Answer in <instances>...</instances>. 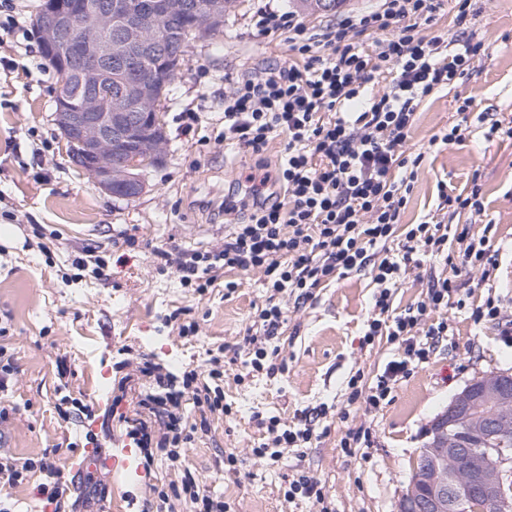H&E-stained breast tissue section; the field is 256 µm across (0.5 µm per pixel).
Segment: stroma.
I'll use <instances>...</instances> for the list:
<instances>
[{"label":"stroma","instance_id":"35a3bbf8","mask_svg":"<svg viewBox=\"0 0 512 512\" xmlns=\"http://www.w3.org/2000/svg\"><path fill=\"white\" fill-rule=\"evenodd\" d=\"M41 2L19 0L18 26L0 45V227L16 234L13 242H0V326L7 331L0 342L15 353L18 366L8 392L0 394L6 410L0 452L59 458L77 496L86 476H93V512H140L178 471L163 457L144 469L139 448L126 436L122 419L138 412L139 395L118 398L127 373L122 362L142 353L177 374L204 367L210 350L220 346L231 412L196 433L183 463L223 497L228 512H320L325 506L331 512H398L428 422L474 379L512 371V343L502 336L503 320H512V139L487 136L492 121L512 120V0H471L470 30L488 50L454 87L421 105L405 149L423 161L400 219L414 224L435 213L439 184L456 193L480 184L481 222L471 223L465 212L444 221L468 225L477 236L492 223L496 266L489 284H481L480 271L464 263L455 242L448 246L450 261L408 266L391 291L396 312L416 307L434 276L472 289L473 296L465 308L449 310L451 336L378 411L348 402L350 378L363 373L364 386H371L395 353L386 339L364 341L377 292L371 270L333 280L304 303L278 295L288 309L279 341L285 368L266 375L246 364L249 328L269 296L259 272L225 273L237 284L234 293L217 287L201 296L152 262L157 248L204 250L224 239V196L245 181L256 161L245 151H225L216 140L224 129L227 78L288 59L283 34L259 32L256 12H290L312 27L372 10L377 0H347L336 13L306 11L296 0H241L223 32L191 44L160 106L167 158L145 170L146 189L134 199L99 190L68 157L52 121L58 75L44 66L33 27ZM463 104L465 140L449 149L435 144L434 136L446 131ZM187 112L197 115L188 135L182 121ZM37 229L50 251L34 244ZM87 248L103 258L104 276L93 277L84 267ZM490 297L500 318L474 322L473 308ZM180 307L190 308L198 335L180 337L166 324ZM101 383L106 394L94 396ZM319 406L328 409L321 421L326 435L285 450L276 463L254 455L269 437L270 417L289 426ZM360 428L371 432V447L345 453L342 439ZM298 473L321 481L325 504L285 499L287 479ZM44 481L36 472L20 486L0 484V497L14 512H56L39 493Z\"/></svg>","mask_w":512,"mask_h":512}]
</instances>
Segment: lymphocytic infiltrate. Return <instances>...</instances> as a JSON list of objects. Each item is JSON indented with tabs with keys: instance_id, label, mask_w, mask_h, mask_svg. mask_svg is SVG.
I'll list each match as a JSON object with an SVG mask.
<instances>
[{
	"instance_id": "lymphocytic-infiltrate-1",
	"label": "lymphocytic infiltrate",
	"mask_w": 512,
	"mask_h": 512,
	"mask_svg": "<svg viewBox=\"0 0 512 512\" xmlns=\"http://www.w3.org/2000/svg\"><path fill=\"white\" fill-rule=\"evenodd\" d=\"M379 2L374 11L339 18L314 34L292 13H260L259 31L287 32L288 61L265 64L232 82L224 94V143L259 155L282 136L285 156L249 198L225 197V214L244 209L248 217L233 224L223 244L155 253L161 268L200 295L219 284L234 291V283H220L223 273L256 270L271 292L288 291L305 301L333 278L371 269L379 291L365 339L386 338L397 354L368 392H360L359 376L348 385L352 398H364L374 411L447 337L444 311L466 304L452 280L436 277L415 308L395 313L391 290L403 267L418 255L447 256L449 236L447 224L432 216L408 225L402 240L394 234L422 162L403 152L420 103L453 86L486 51L483 41L463 31L470 0H456L461 32L452 37L424 30L440 0ZM258 318L262 343L250 361L256 371L273 360L267 344L281 335L287 311L270 301ZM138 373L153 377L155 389L140 399V413L126 419V434L138 447L179 462L197 431L207 430L209 417L225 412L224 355L216 353L206 368L179 378L147 362ZM319 437L316 416L307 415L255 454L273 458L278 449L302 448ZM35 470L46 477L42 494L59 500L64 489L56 460L46 454L37 461L0 457V480L9 486L21 485ZM172 496L183 498L191 512L226 508L190 472L157 492L162 502Z\"/></svg>"
}]
</instances>
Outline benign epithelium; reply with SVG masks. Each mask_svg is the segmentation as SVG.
I'll return each instance as SVG.
<instances>
[{
  "mask_svg": "<svg viewBox=\"0 0 512 512\" xmlns=\"http://www.w3.org/2000/svg\"><path fill=\"white\" fill-rule=\"evenodd\" d=\"M46 0L34 20L42 48L61 72L54 123L72 145L71 160L100 189L135 198L146 188L142 172L161 163L167 141L151 74L183 46L224 28V0ZM186 20L178 42L167 22ZM87 37L77 36L78 31ZM512 406V373L494 372L467 384L425 430L424 452L432 465L415 468L399 512H447L448 496L465 505L512 512V454L507 448H467L469 430L484 440L505 433L501 417Z\"/></svg>",
  "mask_w": 512,
  "mask_h": 512,
  "instance_id": "benign-epithelium-1",
  "label": "benign epithelium"
}]
</instances>
